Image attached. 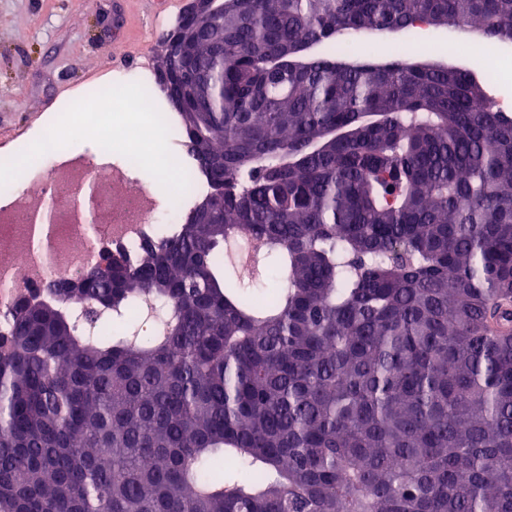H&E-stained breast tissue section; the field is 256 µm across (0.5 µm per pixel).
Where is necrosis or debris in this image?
I'll return each instance as SVG.
<instances>
[{"label": "necrosis or debris", "instance_id": "obj_1", "mask_svg": "<svg viewBox=\"0 0 512 512\" xmlns=\"http://www.w3.org/2000/svg\"><path fill=\"white\" fill-rule=\"evenodd\" d=\"M131 128L120 126L104 135L120 159L110 172L94 173L73 157L55 165L33 187L15 194L0 185V330L8 327V313L21 296L37 291L64 272H76L110 249H123L137 258L145 240L175 232L177 218L161 221L155 193L133 177L138 163L129 151ZM95 182L96 214L103 233L75 223L66 206L69 195Z\"/></svg>", "mask_w": 512, "mask_h": 512}]
</instances>
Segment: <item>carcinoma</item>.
<instances>
[{
    "label": "carcinoma",
    "mask_w": 512,
    "mask_h": 512,
    "mask_svg": "<svg viewBox=\"0 0 512 512\" xmlns=\"http://www.w3.org/2000/svg\"><path fill=\"white\" fill-rule=\"evenodd\" d=\"M416 25L512 44V0H223L171 44L214 206L17 302L0 512H512V113L336 49Z\"/></svg>",
    "instance_id": "1"
}]
</instances>
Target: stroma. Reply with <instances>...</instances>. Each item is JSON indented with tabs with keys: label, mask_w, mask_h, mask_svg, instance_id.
Wrapping results in <instances>:
<instances>
[{
	"label": "stroma",
	"mask_w": 512,
	"mask_h": 512,
	"mask_svg": "<svg viewBox=\"0 0 512 512\" xmlns=\"http://www.w3.org/2000/svg\"><path fill=\"white\" fill-rule=\"evenodd\" d=\"M187 0H170L158 7L154 0H0V183L18 189L29 185L15 155L5 146L33 147L54 137L66 141L74 153L91 156V148L66 137L63 119L82 117L93 135H102L112 122L149 133L163 134L157 112L172 106L159 80L143 81L142 63L157 64L163 40L175 27ZM448 28H418L411 39L402 35L354 39L356 55L390 59L408 42L420 43L428 57L440 58L441 42L457 38ZM119 81L123 92H135L144 108L129 111L122 105L87 109L89 86ZM159 200L161 213L178 211L187 217L195 199H183L180 189L160 177L153 162L142 158L136 171Z\"/></svg>",
	"instance_id": "stroma-1"
}]
</instances>
